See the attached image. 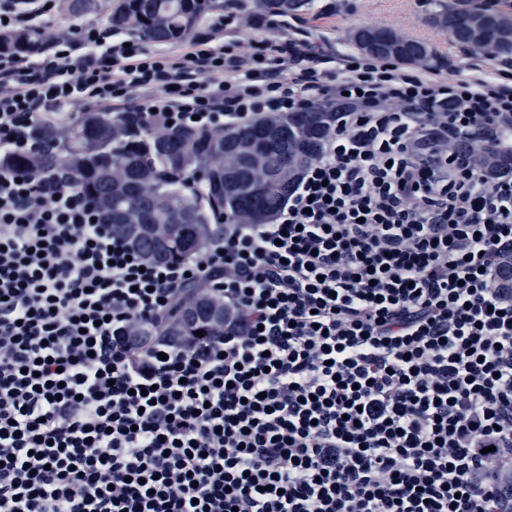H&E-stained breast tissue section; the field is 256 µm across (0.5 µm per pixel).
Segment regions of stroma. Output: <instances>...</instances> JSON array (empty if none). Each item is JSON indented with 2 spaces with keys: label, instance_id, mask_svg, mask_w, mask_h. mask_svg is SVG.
I'll return each mask as SVG.
<instances>
[{
  "label": "stroma",
  "instance_id": "1",
  "mask_svg": "<svg viewBox=\"0 0 512 512\" xmlns=\"http://www.w3.org/2000/svg\"><path fill=\"white\" fill-rule=\"evenodd\" d=\"M431 12L429 0H313L297 17L304 39L323 55L354 53L351 35L359 26L391 25L428 42L436 51L438 70L454 67L470 75L474 56L449 42L431 22Z\"/></svg>",
  "mask_w": 512,
  "mask_h": 512
}]
</instances>
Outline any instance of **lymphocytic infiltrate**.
I'll return each mask as SVG.
<instances>
[{"mask_svg": "<svg viewBox=\"0 0 512 512\" xmlns=\"http://www.w3.org/2000/svg\"><path fill=\"white\" fill-rule=\"evenodd\" d=\"M55 0H0V34ZM266 38L125 44L110 25L0 53V512H512V83ZM130 134L339 112L266 224L152 262L48 159L42 117ZM26 156L30 166L10 160ZM204 287L220 336L141 330Z\"/></svg>", "mask_w": 512, "mask_h": 512, "instance_id": "1", "label": "lymphocytic infiltrate"}]
</instances>
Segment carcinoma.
Segmentation results:
<instances>
[{
	"instance_id": "cac0c4a2",
	"label": "carcinoma",
	"mask_w": 512,
	"mask_h": 512,
	"mask_svg": "<svg viewBox=\"0 0 512 512\" xmlns=\"http://www.w3.org/2000/svg\"><path fill=\"white\" fill-rule=\"evenodd\" d=\"M309 0H237L241 9L272 4L284 14L303 10ZM433 22L448 39L489 62L512 60V12L482 7L448 8L437 0ZM224 0H115L109 23L163 44L191 37ZM488 21L481 40L471 20ZM384 30L391 52L377 48L376 59L431 65L436 53L426 42L401 29L364 25L355 29L354 46L365 52L364 37ZM40 33L29 30L0 50L35 56ZM337 109L325 105L289 112L270 120H252L222 134L144 133L142 143L128 144L126 123L108 110L72 112L55 119L63 148L51 159L68 170L74 186L89 196L112 224L145 257L171 262L190 257L204 246L218 214L238 224H264L288 197L291 186L316 156ZM204 181L203 192L191 187ZM224 334V305L199 293L184 297L176 313L143 335L164 346L183 337Z\"/></svg>"
}]
</instances>
